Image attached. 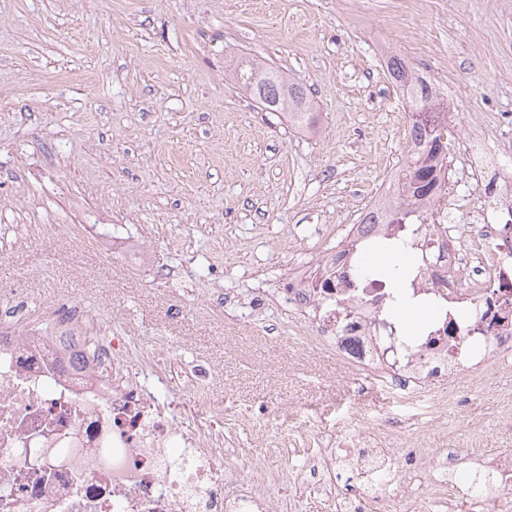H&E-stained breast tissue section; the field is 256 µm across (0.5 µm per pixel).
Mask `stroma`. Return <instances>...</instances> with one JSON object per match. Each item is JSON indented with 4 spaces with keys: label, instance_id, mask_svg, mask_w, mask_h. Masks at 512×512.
<instances>
[{
    "label": "stroma",
    "instance_id": "1",
    "mask_svg": "<svg viewBox=\"0 0 512 512\" xmlns=\"http://www.w3.org/2000/svg\"><path fill=\"white\" fill-rule=\"evenodd\" d=\"M392 54L448 89L456 132L485 157L512 106V0H0V293L111 303L113 335L160 352L186 340L183 360L213 364L210 390L252 407L260 430L224 435L269 470L379 416L400 420L388 444L401 451H512V358L434 378L406 405L251 305L335 245L405 157ZM243 55L310 91L314 135L234 84ZM109 239L151 243L150 265L102 257ZM179 300L187 312L167 321ZM460 388L435 416L432 400ZM439 480L426 467L395 484L392 512H436Z\"/></svg>",
    "mask_w": 512,
    "mask_h": 512
}]
</instances>
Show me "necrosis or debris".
Wrapping results in <instances>:
<instances>
[{
	"instance_id": "1",
	"label": "necrosis or debris",
	"mask_w": 512,
	"mask_h": 512,
	"mask_svg": "<svg viewBox=\"0 0 512 512\" xmlns=\"http://www.w3.org/2000/svg\"><path fill=\"white\" fill-rule=\"evenodd\" d=\"M472 151L470 140L449 135L447 172L467 164L479 195L470 220L488 255H473L449 226L448 191L414 205L407 220L431 250L415 289L447 313L478 310L485 337L476 363L450 360L444 339L397 366L388 357V290L359 280L352 245L395 233L391 186L346 225L341 245L287 278L284 297L305 342L409 401L428 378L483 372L512 354V177L487 178ZM30 295L15 288L0 298V512H275L272 490L283 483L315 485L339 512H389L386 489L403 474L382 445L392 422L371 423L347 448L324 435L306 466L285 473L244 467L224 445L226 408L205 385L207 363L182 366L176 343L169 366H158L143 344L92 334L106 314L65 295L39 310ZM185 410L193 428L180 420ZM230 482L238 493H225Z\"/></svg>"
}]
</instances>
